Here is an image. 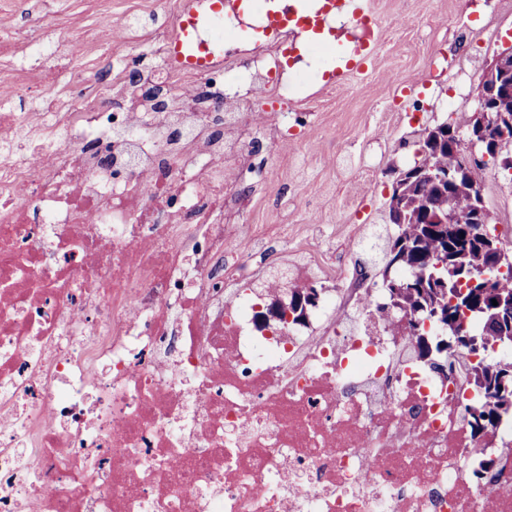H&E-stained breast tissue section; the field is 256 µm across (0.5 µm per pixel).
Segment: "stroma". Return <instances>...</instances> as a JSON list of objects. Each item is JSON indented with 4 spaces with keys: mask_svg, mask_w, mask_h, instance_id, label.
<instances>
[{
    "mask_svg": "<svg viewBox=\"0 0 512 512\" xmlns=\"http://www.w3.org/2000/svg\"><path fill=\"white\" fill-rule=\"evenodd\" d=\"M65 26L108 28L87 0H29ZM378 25L368 42L353 18ZM320 45L340 91L313 85L290 104L301 123L294 141L260 144L256 155L272 179L254 201V224H284L287 249L309 242L321 251L353 245L362 225L385 221L394 176L415 160L419 135L449 120L462 125L477 106V75L512 46V0H340L336 23L324 35L297 40L284 65L290 76ZM303 158L305 178L291 176ZM485 198L496 224L512 222V178L489 169Z\"/></svg>",
    "mask_w": 512,
    "mask_h": 512,
    "instance_id": "1",
    "label": "stroma"
}]
</instances>
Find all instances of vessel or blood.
<instances>
[{
    "label": "vessel or blood",
    "instance_id": "vessel-or-blood-1",
    "mask_svg": "<svg viewBox=\"0 0 512 512\" xmlns=\"http://www.w3.org/2000/svg\"><path fill=\"white\" fill-rule=\"evenodd\" d=\"M177 28L165 51L168 66L177 71L220 67L223 42H206L202 29L212 17L223 14L224 0H180Z\"/></svg>",
    "mask_w": 512,
    "mask_h": 512
}]
</instances>
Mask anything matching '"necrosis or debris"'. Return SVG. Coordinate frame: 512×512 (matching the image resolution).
Segmentation results:
<instances>
[{
    "label": "necrosis or debris",
    "instance_id": "obj_1",
    "mask_svg": "<svg viewBox=\"0 0 512 512\" xmlns=\"http://www.w3.org/2000/svg\"><path fill=\"white\" fill-rule=\"evenodd\" d=\"M268 12L225 8L208 35ZM27 18L41 38L0 27V51L56 66L49 15ZM113 22L107 70L72 67L66 96L23 67L0 79V98L21 82L42 104L0 109V512H512V424L473 433L468 359L435 370L366 280L248 221L269 183L229 90L280 104L267 136L285 142L324 58L278 79L285 28L245 63L141 71V20ZM256 255L333 278L306 324L260 326ZM490 452L506 472L472 485Z\"/></svg>",
    "mask_w": 512,
    "mask_h": 512
}]
</instances>
